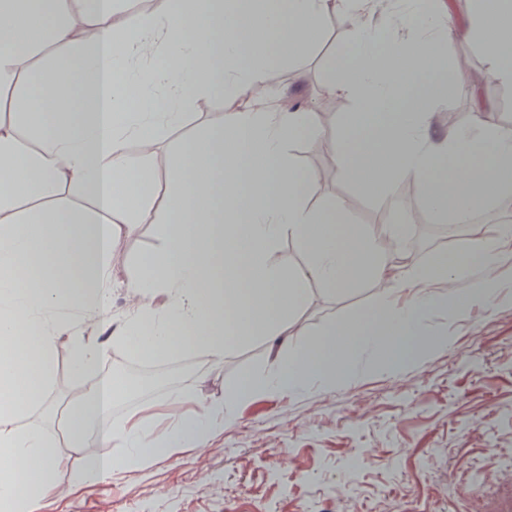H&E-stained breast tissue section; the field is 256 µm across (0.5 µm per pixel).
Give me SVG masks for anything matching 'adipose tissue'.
I'll use <instances>...</instances> for the list:
<instances>
[{"label":"adipose tissue","instance_id":"obj_1","mask_svg":"<svg viewBox=\"0 0 512 512\" xmlns=\"http://www.w3.org/2000/svg\"><path fill=\"white\" fill-rule=\"evenodd\" d=\"M338 6L359 41L355 57L338 62L339 85L358 108L330 139L345 176L369 188L397 178L420 182L431 209L455 224L511 201L512 130L489 122L477 131L455 128L447 149L432 152L424 143L422 96L439 89L430 70L451 41L477 45L488 74L512 84V0H475L466 21L448 24L426 10L425 0H404L422 29L408 40L369 29V0ZM330 7V0H282L277 9L252 0H177L174 10L140 15L124 28L114 0H87L78 11L69 0H0V85L15 81L21 50L44 42L67 49L48 66L66 92H47L39 76L15 102L38 149L27 151L0 131V512H25L65 475L89 488L117 469L201 445L258 397L347 384L359 373L357 352L373 353L375 369H399L444 344L426 330L427 313L494 304L496 272L512 243L508 225L459 257L409 265L370 320H333L315 339L289 346L287 323L305 308L310 284L336 293L381 276L393 247L404 243L399 225L374 237L347 222L343 204L304 205L317 179L298 171L287 145L314 130L315 115L277 105L266 92L270 61L306 48ZM157 87L169 93L163 112L152 94ZM189 91L221 93L246 106L177 154L175 177L157 198L151 167L133 165L125 142L139 137L152 152L148 129L178 127ZM66 186L89 192L95 210L63 214L55 201ZM23 197L39 199L40 207L21 213ZM165 218L162 249L141 260L127 283L141 304L122 342L146 361L184 350L219 359L232 344L258 336L290 351L276 368L246 374L202 413L179 417L159 438L138 419L113 426L112 402L124 385L100 376L104 346L74 339L71 369L84 382L71 399L65 433L86 454L70 468L42 429L17 424L56 375L58 327L47 314L73 307L81 317L104 318L114 242ZM285 237L307 255L300 271L269 262ZM475 267L483 279L469 292L455 291L453 282Z\"/></svg>","mask_w":512,"mask_h":512}]
</instances>
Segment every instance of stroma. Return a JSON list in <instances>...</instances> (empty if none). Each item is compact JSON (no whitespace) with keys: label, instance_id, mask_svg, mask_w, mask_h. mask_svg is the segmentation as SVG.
<instances>
[{"label":"stroma","instance_id":"stroma-1","mask_svg":"<svg viewBox=\"0 0 512 512\" xmlns=\"http://www.w3.org/2000/svg\"><path fill=\"white\" fill-rule=\"evenodd\" d=\"M354 36L341 12L327 15L323 37L307 54L272 61L266 82L288 103L319 115L320 130L335 129L344 113L358 103L333 92L336 60L351 52ZM240 100L220 95H189L183 101L178 128H159L156 148L143 158L140 141L128 139L131 161H148L154 171V195H161L179 147L220 126ZM433 117L429 139L442 145L449 121L470 126L475 106L465 96L429 107ZM353 196L360 205L346 216L369 231L402 225L408 239H422L411 260L423 264L436 253L461 254L474 237L511 224L512 213L496 222L457 227L454 235L426 236L387 193L370 191L338 177L323 182L307 198L321 207ZM164 223H145L112 250V297L105 320L80 322L76 311L62 314L78 324L91 344L104 345L120 367L114 375L126 388L112 406L114 424L130 416L152 418L155 435L171 427L170 392L186 400L185 412L200 410L242 377L274 362L264 340L255 338L225 352L222 361L204 353L178 352L162 360L157 373L178 377L144 389L128 386L124 364L133 362L130 348L115 339L132 318L137 300L125 284L135 265L164 244ZM499 293L493 306L473 307L463 314L436 310L425 319L428 331L447 334V348L428 353L395 373L368 371L351 384L333 390L310 389L298 395L259 399L225 424L205 446L142 467L115 472L87 491L60 478L32 503L28 512H512V249L499 270ZM398 278H377L330 294L311 285L307 307L290 322L289 339L303 343L327 321L368 313ZM69 331L58 340V367L45 399L18 421L20 428H42L55 453L78 463L85 451L69 447L65 416L78 382L70 372Z\"/></svg>","mask_w":512,"mask_h":512}]
</instances>
